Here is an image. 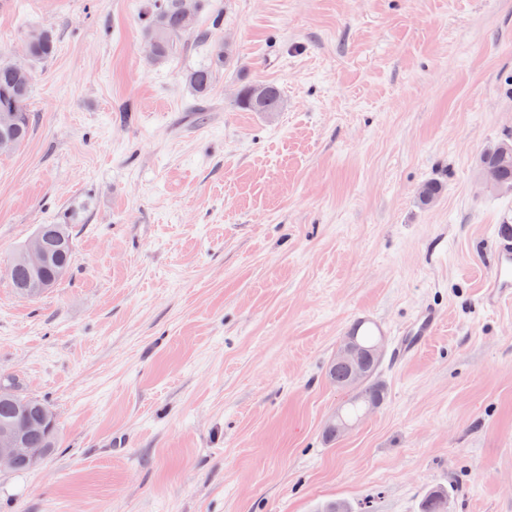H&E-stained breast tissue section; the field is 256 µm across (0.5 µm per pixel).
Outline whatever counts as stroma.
<instances>
[{
    "mask_svg": "<svg viewBox=\"0 0 512 512\" xmlns=\"http://www.w3.org/2000/svg\"><path fill=\"white\" fill-rule=\"evenodd\" d=\"M143 3L0 0V59L59 40L0 153V373L61 430L0 471V512H420L436 487L512 512V302L482 300L512 191L476 183L512 140V0H203L234 59L203 101L183 75L209 44L146 64ZM255 83L281 111L240 106ZM64 218L70 273L17 298L10 260ZM364 320L384 400L332 440L326 368ZM262 86L265 87L268 91L266 102L263 106H258L255 103L254 90L258 86H248L242 91L240 96L241 105L251 112L280 111L283 107V99L280 90L272 84H265ZM438 318L439 316L435 312H421L418 315L415 324L420 329L422 336L414 342H408L404 337H401L398 341V353L403 357L413 354L421 343L430 335L432 328L438 322Z\"/></svg>",
    "mask_w": 512,
    "mask_h": 512,
    "instance_id": "stroma-1",
    "label": "stroma"
}]
</instances>
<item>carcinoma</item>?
Wrapping results in <instances>:
<instances>
[{"instance_id": "obj_1", "label": "carcinoma", "mask_w": 512, "mask_h": 512, "mask_svg": "<svg viewBox=\"0 0 512 512\" xmlns=\"http://www.w3.org/2000/svg\"><path fill=\"white\" fill-rule=\"evenodd\" d=\"M183 0H150L145 5V59L149 63L158 62L175 54L180 46L189 38L208 41L212 48V64L189 70L183 74V80L195 92L197 98L206 99L210 93L215 71L230 63L229 52L224 47V41L213 38V32L223 25V14L215 12L211 26L201 29L196 25H188L184 15ZM23 43L29 54V66L18 68L11 61H0V114H14V119L4 128V133L11 136L14 146H19L29 139L33 131L31 114L26 109L27 100L34 84L33 65L45 62L57 51L58 39L56 32L48 27H41L26 32ZM267 98L264 105L255 103V87H246L240 96V103L252 112H278L283 107L280 90L272 85H265ZM491 167L497 179L506 186L512 187V162L502 164L494 161L492 155L483 152L477 167ZM46 235L48 259L39 272V278L56 286L66 275L73 263V243L69 229L65 224H43L40 226ZM8 277L12 287L27 282L33 277V272L27 266L20 264L17 258H12L8 267ZM348 335L354 337L360 347L366 351L376 346L381 335L366 321H359L349 330ZM381 360H373L366 372L360 387L353 396L341 406L346 418L357 421L361 419L364 409L384 400V389L375 381V376ZM327 376L336 388L347 391L348 368L338 358L328 364ZM28 411L32 417H42L51 413V407L44 401L24 400V393L19 388L16 378L10 375H0V425L18 423L23 411ZM30 448H48L55 451L59 447V429L53 426L47 433L35 432L27 436ZM421 512H448V492L444 489L431 490L425 494Z\"/></svg>"}]
</instances>
